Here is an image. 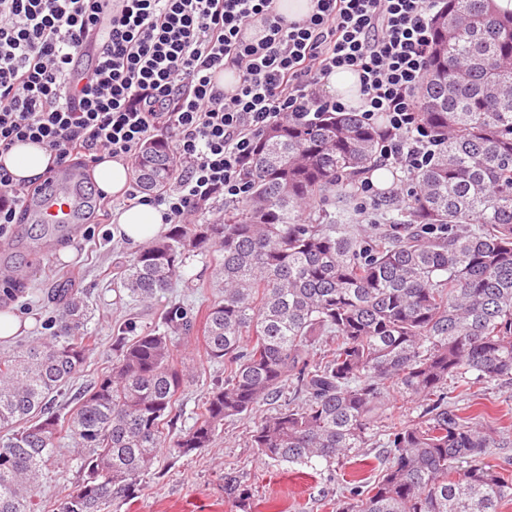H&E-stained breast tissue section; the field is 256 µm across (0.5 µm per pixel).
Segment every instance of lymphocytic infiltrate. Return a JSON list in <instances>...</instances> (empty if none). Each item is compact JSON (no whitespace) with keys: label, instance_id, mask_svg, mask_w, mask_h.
<instances>
[{"label":"lymphocytic infiltrate","instance_id":"1","mask_svg":"<svg viewBox=\"0 0 512 512\" xmlns=\"http://www.w3.org/2000/svg\"><path fill=\"white\" fill-rule=\"evenodd\" d=\"M313 2L304 22L288 24L273 0H0V155L31 141L58 167L132 162L172 132L181 172L150 200L186 224L217 198L249 194L270 125L345 111L322 85L347 67L360 77L361 118L379 128V163L407 184L437 147L416 90L438 0ZM256 24L262 37L247 38ZM100 25L97 56L87 58L85 39ZM227 69L239 75L231 93L216 83Z\"/></svg>","mask_w":512,"mask_h":512}]
</instances>
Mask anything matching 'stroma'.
<instances>
[{
	"label": "stroma",
	"instance_id": "stroma-1",
	"mask_svg": "<svg viewBox=\"0 0 512 512\" xmlns=\"http://www.w3.org/2000/svg\"><path fill=\"white\" fill-rule=\"evenodd\" d=\"M89 223L61 240L45 238L41 225L21 217L0 237V265L20 269L22 289L0 308L26 320L23 338L34 339L44 332L49 315L48 297L54 288L72 282L86 293L93 310L88 330L91 351L80 373L69 385L70 391L93 383L112 361V334L128 317L141 327L157 323L164 300L151 303L120 298L117 278L120 262L132 252L113 239L107 224L89 211ZM181 359L195 380L182 396L183 412L179 427L189 428L197 400L207 392L214 378L224 369L206 363L200 341L192 339L178 346ZM475 402L490 415V425L512 436V384L500 383L475 390ZM253 422L238 419L225 423L212 447L177 459L161 455L145 476L136 499L121 505L119 512H231L224 494V476H237L251 491V512H336V502L349 479L374 478L381 470V448L369 449L366 458H351L332 466L318 464L310 469L301 465L276 464L261 459L250 444Z\"/></svg>",
	"mask_w": 512,
	"mask_h": 512
}]
</instances>
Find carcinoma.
<instances>
[{"label":"carcinoma","mask_w":512,"mask_h":512,"mask_svg":"<svg viewBox=\"0 0 512 512\" xmlns=\"http://www.w3.org/2000/svg\"><path fill=\"white\" fill-rule=\"evenodd\" d=\"M493 0H439L435 43L417 92L421 123L440 143L404 200L384 199L389 232H352L356 182L378 168V132L356 112L310 124L282 121L258 140L252 190L215 224H174L122 266L132 301L169 293L191 254L213 255L216 297L197 313L169 304L159 323L112 336V368L55 398L90 352L89 303L55 289L48 333L0 356V512H37L44 470L64 440L81 478L58 512H112L138 494L161 451L209 448L224 422L279 397L302 395L251 430L274 462L311 466L359 456L382 429L386 465L374 483L345 488L336 512H498L512 481L461 460L511 448L459 401L477 385L512 382V15ZM141 189L171 184L165 141L135 162ZM200 334L206 361L224 367L176 430L174 406L193 382L176 344ZM401 393L420 409L388 410ZM248 512L251 493L224 477Z\"/></svg>","instance_id":"cac0c4a2"}]
</instances>
